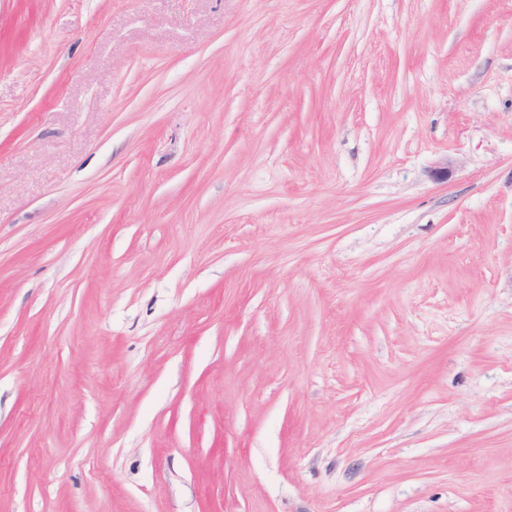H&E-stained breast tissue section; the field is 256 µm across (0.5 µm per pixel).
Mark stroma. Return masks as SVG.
<instances>
[{
    "mask_svg": "<svg viewBox=\"0 0 512 512\" xmlns=\"http://www.w3.org/2000/svg\"><path fill=\"white\" fill-rule=\"evenodd\" d=\"M0 512H512V0H0Z\"/></svg>",
    "mask_w": 512,
    "mask_h": 512,
    "instance_id": "obj_1",
    "label": "stroma"
}]
</instances>
